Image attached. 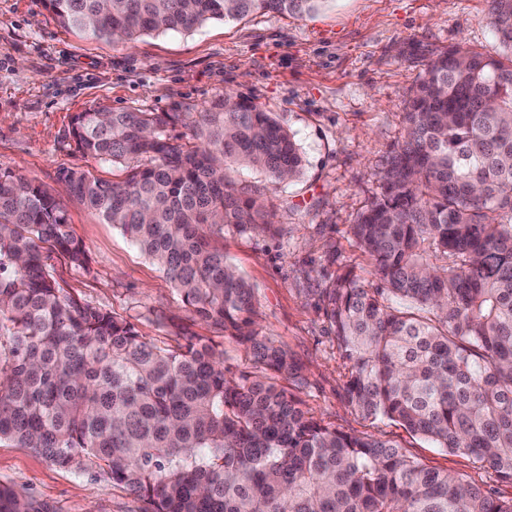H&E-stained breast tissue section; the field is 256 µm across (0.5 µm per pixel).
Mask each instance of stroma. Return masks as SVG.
I'll return each mask as SVG.
<instances>
[{"label": "stroma", "instance_id": "1", "mask_svg": "<svg viewBox=\"0 0 512 512\" xmlns=\"http://www.w3.org/2000/svg\"><path fill=\"white\" fill-rule=\"evenodd\" d=\"M494 50L486 0H327L295 18L259 12L131 45L65 32L42 0H0V169L63 197L71 234L90 251L89 269L58 253L47 264L65 293L134 323L146 339L173 342L187 330L213 338L227 374L254 369L245 346L194 316L162 269L118 228L69 196L68 169L116 180L122 169L73 151L75 114L198 112L225 94L249 98L294 136L302 175L271 184L234 168L240 187L263 193L271 229H224V254L253 286L255 328L299 368L289 389L314 418L398 443L429 467L502 498L512 484L470 456L451 453L389 421L362 419L342 388L348 363L323 310V293L345 272L376 284L350 226L378 190L379 174L405 135L404 102L431 54L455 45ZM50 512H143L144 502L95 465H55L0 443V486Z\"/></svg>", "mask_w": 512, "mask_h": 512}]
</instances>
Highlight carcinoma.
I'll return each instance as SVG.
<instances>
[{"label":"carcinoma","instance_id":"1","mask_svg":"<svg viewBox=\"0 0 512 512\" xmlns=\"http://www.w3.org/2000/svg\"><path fill=\"white\" fill-rule=\"evenodd\" d=\"M67 32L129 45L257 11L301 17L322 0H44ZM492 52L456 46L426 62L405 137L352 233L378 287L345 275L323 295L349 361L345 397L512 482V0H487ZM187 132L176 135V126ZM75 149L125 164L121 181L62 174L69 190L166 274L195 315L224 329L256 371L191 332L158 344L64 293L44 245L81 268L63 202L0 171V440L61 467L94 464L145 512H512L388 440L324 426L281 385L288 351L259 338L253 288L216 238L266 229L238 166L273 184L304 160L288 129L237 96L196 113L94 108ZM408 302L396 307L393 300ZM0 512H49L0 487Z\"/></svg>","mask_w":512,"mask_h":512}]
</instances>
